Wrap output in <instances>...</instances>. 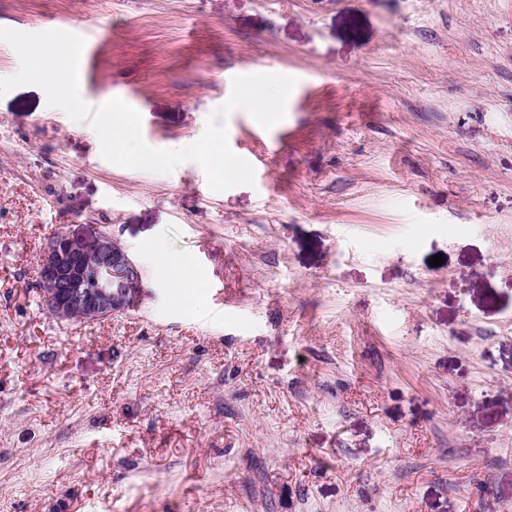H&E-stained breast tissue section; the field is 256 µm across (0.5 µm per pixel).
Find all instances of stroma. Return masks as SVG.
<instances>
[{"mask_svg":"<svg viewBox=\"0 0 512 512\" xmlns=\"http://www.w3.org/2000/svg\"><path fill=\"white\" fill-rule=\"evenodd\" d=\"M0 29L84 38L80 99L161 150L235 77L298 84L271 128L229 115L255 182L221 192L0 96V512H512V0H0ZM99 229L141 300L59 321L41 254ZM164 282L168 288H181L180 301L190 304L195 298L194 288H200L201 276L189 258H183L177 263L159 261Z\"/></svg>","mask_w":512,"mask_h":512,"instance_id":"obj_1","label":"stroma"}]
</instances>
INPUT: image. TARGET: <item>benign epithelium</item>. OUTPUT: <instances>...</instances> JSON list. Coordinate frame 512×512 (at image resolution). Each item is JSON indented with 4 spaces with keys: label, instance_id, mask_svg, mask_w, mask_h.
<instances>
[{
    "label": "benign epithelium",
    "instance_id": "benign-epithelium-1",
    "mask_svg": "<svg viewBox=\"0 0 512 512\" xmlns=\"http://www.w3.org/2000/svg\"><path fill=\"white\" fill-rule=\"evenodd\" d=\"M38 285L56 319L81 324L131 309L143 288L137 264L103 230L52 238L41 258Z\"/></svg>",
    "mask_w": 512,
    "mask_h": 512
}]
</instances>
